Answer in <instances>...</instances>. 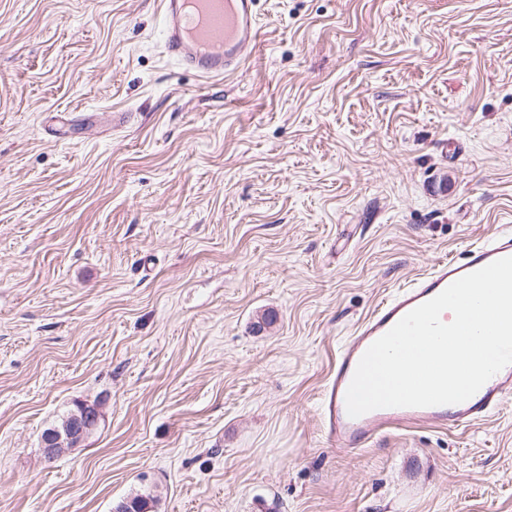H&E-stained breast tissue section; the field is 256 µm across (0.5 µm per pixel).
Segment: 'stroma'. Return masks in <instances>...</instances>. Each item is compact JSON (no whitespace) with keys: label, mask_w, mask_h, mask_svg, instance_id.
<instances>
[{"label":"stroma","mask_w":512,"mask_h":512,"mask_svg":"<svg viewBox=\"0 0 512 512\" xmlns=\"http://www.w3.org/2000/svg\"><path fill=\"white\" fill-rule=\"evenodd\" d=\"M258 11L212 83L158 0H0V512H512V399L350 453L320 409L385 296L512 225V0ZM99 420L100 414L94 406L83 404L78 411V405L76 404L75 409L63 416L57 425L48 428L43 433L42 436L54 429L43 440L42 453L44 458L52 461L66 451L78 447L80 443L94 433L99 425ZM62 424H64L62 430L55 429Z\"/></svg>","instance_id":"stroma-1"}]
</instances>
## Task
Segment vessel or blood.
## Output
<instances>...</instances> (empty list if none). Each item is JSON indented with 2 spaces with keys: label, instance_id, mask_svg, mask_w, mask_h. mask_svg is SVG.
I'll list each match as a JSON object with an SVG mask.
<instances>
[{
  "label": "vessel or blood",
  "instance_id": "obj_1",
  "mask_svg": "<svg viewBox=\"0 0 512 512\" xmlns=\"http://www.w3.org/2000/svg\"><path fill=\"white\" fill-rule=\"evenodd\" d=\"M159 3L164 54L180 68L200 76L218 78L238 70L245 62V49L260 40L257 0H159ZM503 257H512L511 227L472 246L464 260H444L421 273L408 286L382 299L358 323L353 338L336 357L322 399L326 426L337 448L360 449L387 430L424 423L444 428L467 427L489 418L512 396V365H509L459 404L380 408L358 417L349 416L346 408V392L357 364L375 340L457 279Z\"/></svg>",
  "mask_w": 512,
  "mask_h": 512
}]
</instances>
